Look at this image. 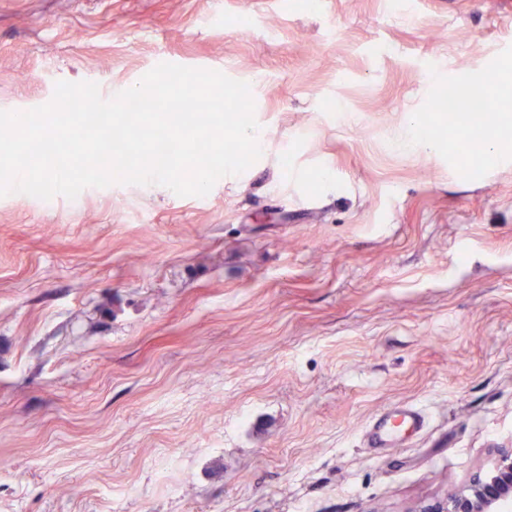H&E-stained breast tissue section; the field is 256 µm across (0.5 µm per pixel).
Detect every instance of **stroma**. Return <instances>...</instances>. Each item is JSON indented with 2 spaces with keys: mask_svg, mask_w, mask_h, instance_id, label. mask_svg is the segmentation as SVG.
I'll return each instance as SVG.
<instances>
[{
  "mask_svg": "<svg viewBox=\"0 0 512 512\" xmlns=\"http://www.w3.org/2000/svg\"><path fill=\"white\" fill-rule=\"evenodd\" d=\"M246 82L260 158L203 197H0V512H419L512 446L500 0H0V110L160 59ZM435 150L411 145V120ZM420 407L402 448L384 409ZM423 427L424 415L420 408L411 404L398 405L372 420L366 432L367 445L369 448H393L403 440L405 431H420Z\"/></svg>",
  "mask_w": 512,
  "mask_h": 512,
  "instance_id": "stroma-1",
  "label": "stroma"
}]
</instances>
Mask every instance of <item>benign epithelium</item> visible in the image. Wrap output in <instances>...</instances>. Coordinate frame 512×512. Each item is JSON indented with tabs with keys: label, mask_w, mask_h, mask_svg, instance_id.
<instances>
[{
	"label": "benign epithelium",
	"mask_w": 512,
	"mask_h": 512,
	"mask_svg": "<svg viewBox=\"0 0 512 512\" xmlns=\"http://www.w3.org/2000/svg\"><path fill=\"white\" fill-rule=\"evenodd\" d=\"M512 499V448H503L495 473H474L466 490L443 501L423 506L418 512H500Z\"/></svg>",
	"instance_id": "obj_1"
}]
</instances>
